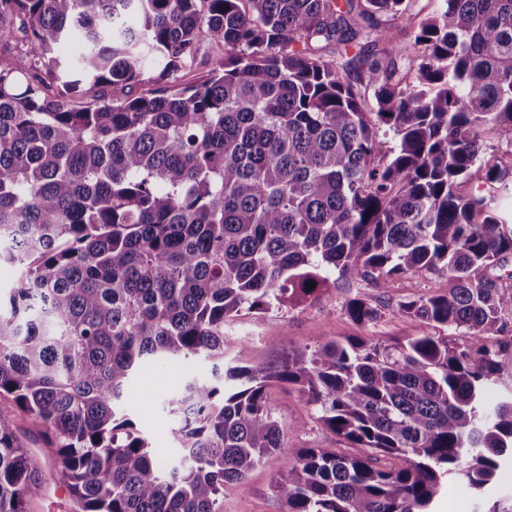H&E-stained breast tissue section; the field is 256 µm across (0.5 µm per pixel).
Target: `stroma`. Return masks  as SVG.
Here are the masks:
<instances>
[{"label":"stroma","mask_w":512,"mask_h":512,"mask_svg":"<svg viewBox=\"0 0 512 512\" xmlns=\"http://www.w3.org/2000/svg\"><path fill=\"white\" fill-rule=\"evenodd\" d=\"M445 285L444 279L427 273L395 280L383 288L334 274L327 288L316 291L299 304L279 312L241 316L227 323L224 356L235 365H261L275 370L287 362L293 350L318 342H342L350 337H372L391 343L433 333L446 337L451 346L462 347L468 342L466 328H436L397 312L401 301L430 294ZM353 298L363 299L378 308L379 318L367 324L352 320L345 305ZM209 372V364L195 363L151 365L140 373L128 397V413L159 454H166L171 446L162 412L164 401L182 385L187 375L205 376ZM267 397L284 429L285 446L250 472L246 490L225 486L224 512H285L274 484L295 465L299 449L326 448L346 455L355 452L350 441L319 420L317 412L307 404L296 386L273 383ZM495 505L501 512H512L511 473L505 474L496 486L482 495L465 484L449 482L431 509L432 512H488Z\"/></svg>","instance_id":"1"}]
</instances>
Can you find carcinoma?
Returning <instances> with one entry per match:
<instances>
[{
	"instance_id": "obj_1",
	"label": "carcinoma",
	"mask_w": 512,
	"mask_h": 512,
	"mask_svg": "<svg viewBox=\"0 0 512 512\" xmlns=\"http://www.w3.org/2000/svg\"><path fill=\"white\" fill-rule=\"evenodd\" d=\"M0 0V396L40 420L71 512H224V485L285 447L266 389L300 387L364 455L302 448L287 512H431L445 479L512 467V0ZM224 44L201 82H160ZM41 63L47 79L32 83ZM396 145L378 138L380 126ZM430 272L397 312L465 327L318 343L281 369L224 363V324L279 311L330 274ZM346 312L378 311L352 299ZM211 364L164 406V462L126 417L149 363ZM396 465L376 466L378 456ZM46 461L0 418V512H26Z\"/></svg>"
}]
</instances>
